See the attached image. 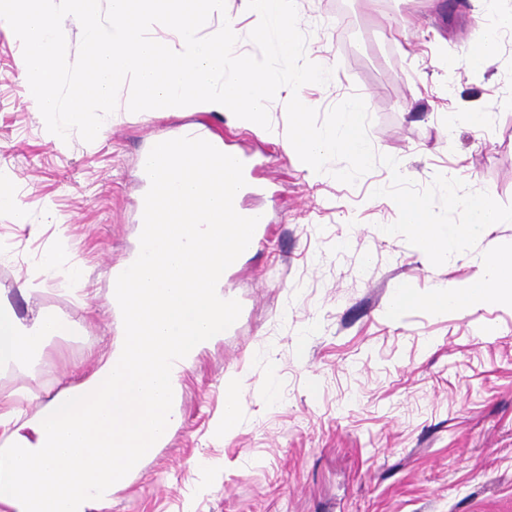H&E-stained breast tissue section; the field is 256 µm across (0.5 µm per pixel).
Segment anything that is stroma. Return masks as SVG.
<instances>
[{
	"mask_svg": "<svg viewBox=\"0 0 512 512\" xmlns=\"http://www.w3.org/2000/svg\"><path fill=\"white\" fill-rule=\"evenodd\" d=\"M296 0L319 115L363 98L368 137L418 186L436 174L512 205V31L484 68L466 67L481 0ZM22 47L0 28V301L22 316L77 322L23 368L0 370V411L33 417L72 369L108 350L109 271L137 248L141 153L203 121L235 148L267 151V242L225 279L236 324L181 379L182 422L113 493L106 512H512V305L437 312L423 300L512 250V222L434 266L399 235L384 164L348 185L313 175L284 147L287 90L269 103L271 138L216 112H115L92 142L49 133L27 96ZM483 115L474 125L471 113ZM61 267L44 274L47 258ZM75 274H68V267ZM408 291L417 304L397 310ZM237 424L225 433V385ZM209 468H200V461Z\"/></svg>",
	"mask_w": 512,
	"mask_h": 512,
	"instance_id": "1",
	"label": "stroma"
}]
</instances>
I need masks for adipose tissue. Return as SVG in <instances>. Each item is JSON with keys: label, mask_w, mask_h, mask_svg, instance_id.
<instances>
[{"label": "adipose tissue", "mask_w": 512, "mask_h": 512, "mask_svg": "<svg viewBox=\"0 0 512 512\" xmlns=\"http://www.w3.org/2000/svg\"><path fill=\"white\" fill-rule=\"evenodd\" d=\"M512 303V253H498L488 259L479 274L461 285L436 287L427 304L433 310L467 309L485 302L489 295ZM68 328L58 318L42 314L33 320L20 317L8 304L0 303V367L25 363L41 353L45 340Z\"/></svg>", "instance_id": "obj_1"}]
</instances>
